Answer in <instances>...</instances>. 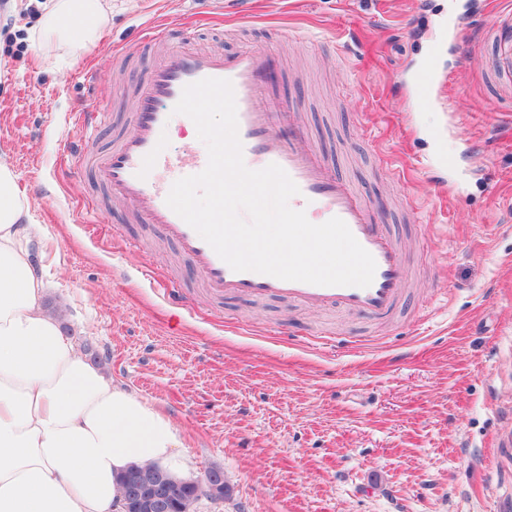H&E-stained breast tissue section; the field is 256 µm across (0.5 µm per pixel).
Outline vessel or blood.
Wrapping results in <instances>:
<instances>
[{
    "instance_id": "1",
    "label": "vessel or blood",
    "mask_w": 512,
    "mask_h": 512,
    "mask_svg": "<svg viewBox=\"0 0 512 512\" xmlns=\"http://www.w3.org/2000/svg\"><path fill=\"white\" fill-rule=\"evenodd\" d=\"M491 32L497 45L494 72L512 76L511 10L498 13ZM194 40L191 31L176 39L161 27L148 33V44L163 45L165 53L137 93L129 116L130 132L108 152L90 156L97 178L139 221L155 227L190 257L215 296H278L313 310L337 306L380 321L391 319L408 279L401 251L387 227L376 224L354 187L331 175L312 148L297 147V139L306 138L307 133L296 109L278 114L268 110L262 97L270 71L268 55L255 49L226 55L194 47ZM205 78L226 79L233 85L245 165L252 170L279 165L299 188L293 198L295 209L304 211L310 222L342 219L376 262L369 286H321L234 271L167 206L174 181L200 173L208 162L207 157L188 150L171 151L165 138L183 88Z\"/></svg>"
}]
</instances>
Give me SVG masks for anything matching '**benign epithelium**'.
<instances>
[{
    "label": "benign epithelium",
    "mask_w": 512,
    "mask_h": 512,
    "mask_svg": "<svg viewBox=\"0 0 512 512\" xmlns=\"http://www.w3.org/2000/svg\"><path fill=\"white\" fill-rule=\"evenodd\" d=\"M228 491L220 469L210 468L201 479L182 482L158 468L149 483L132 471L125 479L123 512H191L193 500L203 496L222 498Z\"/></svg>",
    "instance_id": "1"
}]
</instances>
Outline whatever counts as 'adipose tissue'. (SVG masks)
I'll use <instances>...</instances> for the list:
<instances>
[{
  "mask_svg": "<svg viewBox=\"0 0 512 512\" xmlns=\"http://www.w3.org/2000/svg\"><path fill=\"white\" fill-rule=\"evenodd\" d=\"M106 0H47L37 32L77 55ZM39 230L0 154V512H120L119 477L155 465L188 480L180 427L79 350L30 245Z\"/></svg>",
  "mask_w": 512,
  "mask_h": 512,
  "instance_id": "1",
  "label": "adipose tissue"
}]
</instances>
